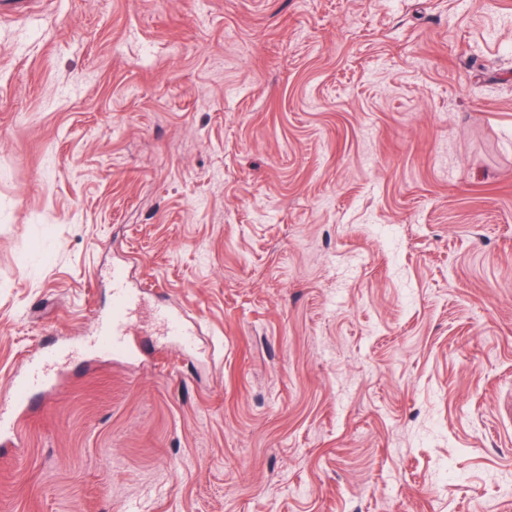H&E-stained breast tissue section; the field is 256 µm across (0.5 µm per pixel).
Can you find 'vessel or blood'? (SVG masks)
Masks as SVG:
<instances>
[{
  "label": "vessel or blood",
  "mask_w": 512,
  "mask_h": 512,
  "mask_svg": "<svg viewBox=\"0 0 512 512\" xmlns=\"http://www.w3.org/2000/svg\"><path fill=\"white\" fill-rule=\"evenodd\" d=\"M112 279V310L99 318L94 336L89 343H74L66 347H51L31 358L24 372L17 374L10 382L5 394L0 395V424L11 425L16 413L26 408L33 396L54 385L60 367L79 355L86 347L92 346L103 352L118 355H132L138 350L130 334V315L138 306L140 297L127 286L124 265H114ZM157 319L167 335L186 336L184 319L166 305L155 309Z\"/></svg>",
  "instance_id": "obj_1"
}]
</instances>
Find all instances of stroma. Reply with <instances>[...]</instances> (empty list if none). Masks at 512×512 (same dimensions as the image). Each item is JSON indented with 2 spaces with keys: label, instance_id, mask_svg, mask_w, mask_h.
Segmentation results:
<instances>
[{
  "label": "stroma",
  "instance_id": "1",
  "mask_svg": "<svg viewBox=\"0 0 512 512\" xmlns=\"http://www.w3.org/2000/svg\"><path fill=\"white\" fill-rule=\"evenodd\" d=\"M115 263L0 512H512V0L0 15V395ZM112 310L98 319L95 336L66 347L46 348L31 358L24 372L10 382L0 400V423L10 428L16 413L26 408L33 396L54 385L60 367L88 346L113 355H133L138 351L131 339L130 315L139 305L140 296L127 286L126 267H112ZM155 314L168 336H190L186 330L184 319L179 313L170 310L164 304H160L156 307Z\"/></svg>",
  "mask_w": 512,
  "mask_h": 512
}]
</instances>
